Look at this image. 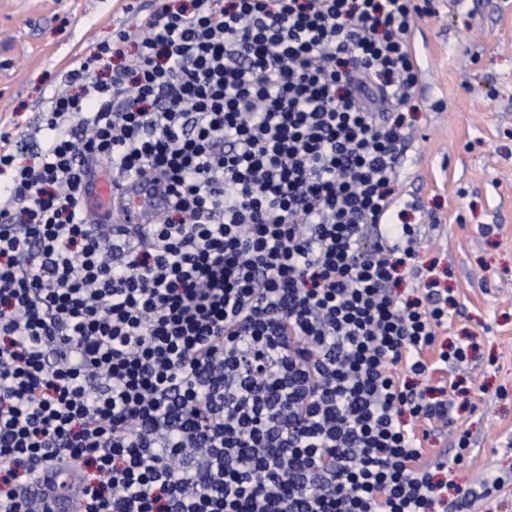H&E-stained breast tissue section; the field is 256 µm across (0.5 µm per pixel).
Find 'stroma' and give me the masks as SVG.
Masks as SVG:
<instances>
[{"label": "stroma", "mask_w": 512, "mask_h": 512, "mask_svg": "<svg viewBox=\"0 0 512 512\" xmlns=\"http://www.w3.org/2000/svg\"><path fill=\"white\" fill-rule=\"evenodd\" d=\"M156 0H0V118L31 133L68 64L134 28ZM411 32L420 77L395 197L432 226L423 255L457 313L441 339L469 350L436 460L468 431L454 485L507 477L476 512H512V0H430Z\"/></svg>", "instance_id": "35a3bbf8"}]
</instances>
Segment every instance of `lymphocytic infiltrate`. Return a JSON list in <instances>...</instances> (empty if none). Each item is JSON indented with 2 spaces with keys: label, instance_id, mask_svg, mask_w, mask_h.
<instances>
[{
  "label": "lymphocytic infiltrate",
  "instance_id": "obj_1",
  "mask_svg": "<svg viewBox=\"0 0 512 512\" xmlns=\"http://www.w3.org/2000/svg\"><path fill=\"white\" fill-rule=\"evenodd\" d=\"M417 0H160L0 125V512H470L426 458L462 369L391 191ZM159 184L94 224L85 184Z\"/></svg>",
  "mask_w": 512,
  "mask_h": 512
}]
</instances>
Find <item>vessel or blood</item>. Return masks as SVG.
<instances>
[{"label": "vessel or blood", "instance_id": "obj_1", "mask_svg": "<svg viewBox=\"0 0 512 512\" xmlns=\"http://www.w3.org/2000/svg\"><path fill=\"white\" fill-rule=\"evenodd\" d=\"M163 203L162 195L152 187L136 182L114 185L107 181L92 184L87 197V214L93 222L106 212L116 224H146Z\"/></svg>", "mask_w": 512, "mask_h": 512}]
</instances>
